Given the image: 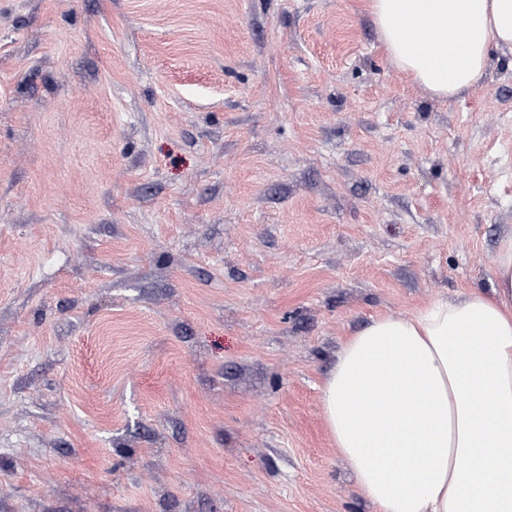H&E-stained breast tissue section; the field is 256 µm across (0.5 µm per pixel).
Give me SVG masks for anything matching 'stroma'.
Returning <instances> with one entry per match:
<instances>
[{
  "label": "stroma",
  "mask_w": 512,
  "mask_h": 512,
  "mask_svg": "<svg viewBox=\"0 0 512 512\" xmlns=\"http://www.w3.org/2000/svg\"><path fill=\"white\" fill-rule=\"evenodd\" d=\"M490 55L448 100L363 0H0V512H373L321 385L489 287Z\"/></svg>",
  "instance_id": "35a3bbf8"
}]
</instances>
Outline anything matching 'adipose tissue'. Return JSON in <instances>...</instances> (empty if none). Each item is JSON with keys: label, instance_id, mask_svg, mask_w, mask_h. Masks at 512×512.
Here are the masks:
<instances>
[{"label": "adipose tissue", "instance_id": "adipose-tissue-1", "mask_svg": "<svg viewBox=\"0 0 512 512\" xmlns=\"http://www.w3.org/2000/svg\"><path fill=\"white\" fill-rule=\"evenodd\" d=\"M391 62L434 96L512 48V0H365ZM325 426L374 512H512V235L489 289L373 319L321 389Z\"/></svg>", "mask_w": 512, "mask_h": 512}]
</instances>
